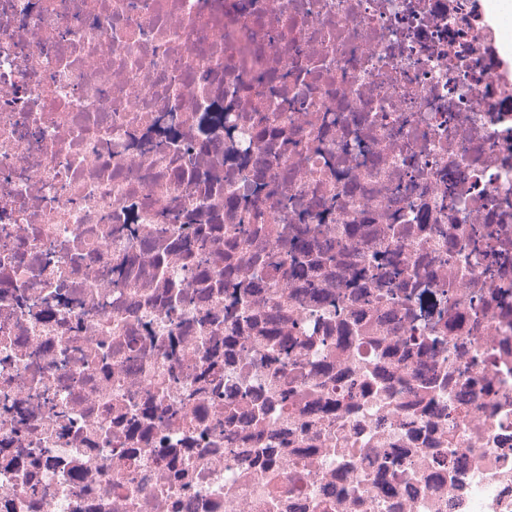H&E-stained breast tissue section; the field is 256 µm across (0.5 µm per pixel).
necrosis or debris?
I'll return each instance as SVG.
<instances>
[{
    "mask_svg": "<svg viewBox=\"0 0 512 512\" xmlns=\"http://www.w3.org/2000/svg\"><path fill=\"white\" fill-rule=\"evenodd\" d=\"M496 2L0 0V512H512ZM258 25L271 76L297 68L290 109L226 36ZM252 194L278 233L230 265ZM201 232L212 259L188 265ZM321 238L335 264L290 263ZM256 250L280 271L256 275ZM264 336L301 363L278 385ZM451 370L469 410L413 385Z\"/></svg>",
    "mask_w": 512,
    "mask_h": 512,
    "instance_id": "4bbe7bcc",
    "label": "necrosis or debris"
}]
</instances>
